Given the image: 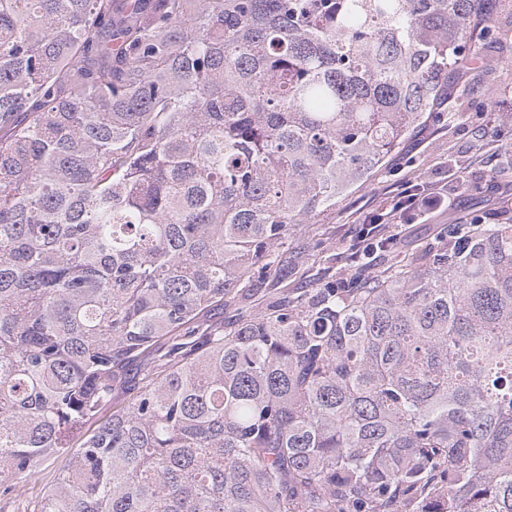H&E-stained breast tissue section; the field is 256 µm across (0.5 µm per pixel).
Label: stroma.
I'll return each mask as SVG.
<instances>
[{"mask_svg": "<svg viewBox=\"0 0 512 512\" xmlns=\"http://www.w3.org/2000/svg\"><path fill=\"white\" fill-rule=\"evenodd\" d=\"M508 14L503 7L495 12L507 32L505 41L487 48L482 61L459 74L439 112L396 148L381 171L340 199L324 219L302 225L293 236L286 255L301 272L289 275L288 287L313 288L325 277L353 273L346 250L359 235L360 219L389 213L406 181L442 183L461 170L470 180L448 210L422 224L398 225L404 242L415 246L435 243L443 229L464 219L492 218L501 201H512V123L505 119L512 113ZM61 466V459H49L35 476L18 481L15 491L0 496V512H39Z\"/></svg>", "mask_w": 512, "mask_h": 512, "instance_id": "1", "label": "stroma"}]
</instances>
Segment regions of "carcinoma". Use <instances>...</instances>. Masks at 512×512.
<instances>
[{
  "mask_svg": "<svg viewBox=\"0 0 512 512\" xmlns=\"http://www.w3.org/2000/svg\"><path fill=\"white\" fill-rule=\"evenodd\" d=\"M481 3L0 0V493L63 456L40 512H512V207L279 287Z\"/></svg>",
  "mask_w": 512,
  "mask_h": 512,
  "instance_id": "carcinoma-1",
  "label": "carcinoma"
}]
</instances>
